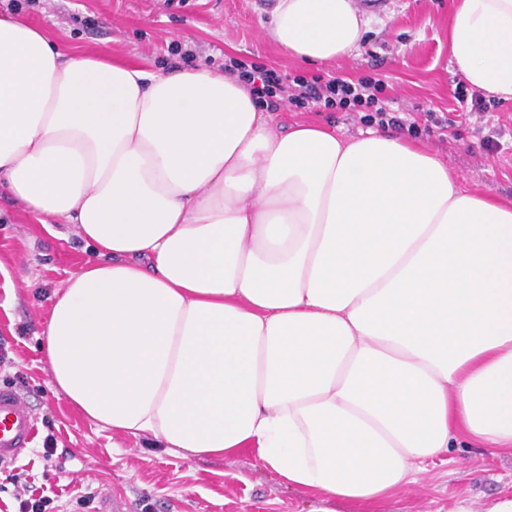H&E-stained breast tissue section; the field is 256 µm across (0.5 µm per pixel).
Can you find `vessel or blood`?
Masks as SVG:
<instances>
[{
    "mask_svg": "<svg viewBox=\"0 0 512 512\" xmlns=\"http://www.w3.org/2000/svg\"><path fill=\"white\" fill-rule=\"evenodd\" d=\"M35 432V419L24 399L15 392L0 390V464L18 460Z\"/></svg>",
    "mask_w": 512,
    "mask_h": 512,
    "instance_id": "1",
    "label": "vessel or blood"
}]
</instances>
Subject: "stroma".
I'll use <instances>...</instances> for the list:
<instances>
[{
  "instance_id": "1",
  "label": "stroma",
  "mask_w": 512,
  "mask_h": 512,
  "mask_svg": "<svg viewBox=\"0 0 512 512\" xmlns=\"http://www.w3.org/2000/svg\"><path fill=\"white\" fill-rule=\"evenodd\" d=\"M367 20L358 48L331 64H306L285 54L268 30L277 0H0V13L41 27L80 53L112 57L164 74L204 67L219 74L225 58L265 65L290 76L384 80L388 106L447 119V131L420 129L417 141L448 165L464 188L512 197V100H491L483 112L461 115L455 99L462 77L451 64L452 0H353ZM275 123L318 124L353 137L364 129L347 112L300 111L282 105ZM505 125L497 148L482 138ZM50 235L6 185L0 184V388L21 393L37 421L31 451L0 467V512H18L13 475L28 472L38 490L57 494L71 512L74 491L112 496L125 512H317L320 499L300 495L261 466L253 451L193 458L152 447L151 438L112 432L80 414L53 386L39 335L56 292L80 268L98 261L73 226ZM51 441V458L36 456ZM512 488V455L453 448L426 463L413 481L364 506L338 512H447L457 500L483 512L488 499Z\"/></svg>"
}]
</instances>
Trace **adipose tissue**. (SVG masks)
I'll list each match as a JSON object with an SVG mask.
<instances>
[{"label": "adipose tissue", "instance_id": "1", "mask_svg": "<svg viewBox=\"0 0 512 512\" xmlns=\"http://www.w3.org/2000/svg\"><path fill=\"white\" fill-rule=\"evenodd\" d=\"M352 0H278L328 63ZM448 47L512 99V0H454ZM0 178L101 257L40 347L82 415L186 459L255 447L289 489L362 503L467 440L512 454V199L374 129L280 128L237 78L72 54L0 16Z\"/></svg>", "mask_w": 512, "mask_h": 512}]
</instances>
